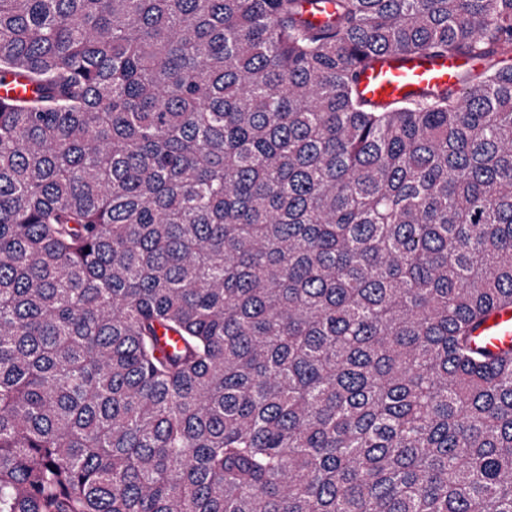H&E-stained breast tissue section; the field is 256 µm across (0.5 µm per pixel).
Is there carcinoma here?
Here are the masks:
<instances>
[{
  "label": "carcinoma",
  "mask_w": 512,
  "mask_h": 512,
  "mask_svg": "<svg viewBox=\"0 0 512 512\" xmlns=\"http://www.w3.org/2000/svg\"><path fill=\"white\" fill-rule=\"evenodd\" d=\"M328 2L0 0V512H512V0ZM474 67L465 57L392 58L361 70V95L376 104L406 99L410 94L457 88L459 76ZM479 342L487 349L496 351L512 347V308L492 317L477 334Z\"/></svg>",
  "instance_id": "cac0c4a2"
}]
</instances>
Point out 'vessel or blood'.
<instances>
[{
    "label": "vessel or blood",
    "mask_w": 512,
    "mask_h": 512,
    "mask_svg": "<svg viewBox=\"0 0 512 512\" xmlns=\"http://www.w3.org/2000/svg\"><path fill=\"white\" fill-rule=\"evenodd\" d=\"M473 66V60L465 57L392 58L361 70L358 87L368 101L387 104L413 93L457 87L460 75ZM478 336L480 343L492 351L512 346V311L492 317Z\"/></svg>",
    "instance_id": "vessel-or-blood-1"
}]
</instances>
